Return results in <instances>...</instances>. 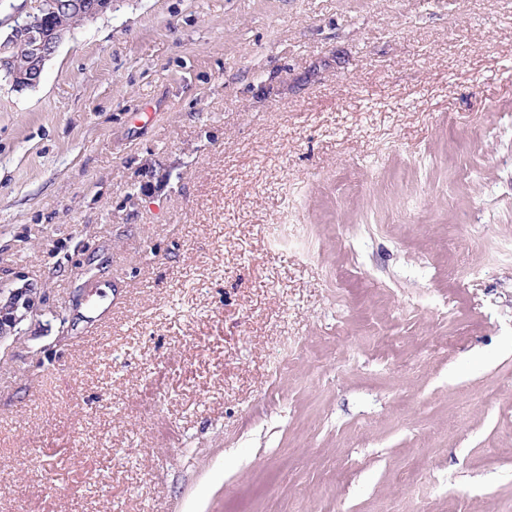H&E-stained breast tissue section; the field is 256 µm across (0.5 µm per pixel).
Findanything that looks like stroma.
<instances>
[{
	"label": "stroma",
	"mask_w": 512,
	"mask_h": 512,
	"mask_svg": "<svg viewBox=\"0 0 512 512\" xmlns=\"http://www.w3.org/2000/svg\"><path fill=\"white\" fill-rule=\"evenodd\" d=\"M510 243L512 0H112L0 84V512H512ZM33 290L24 288L13 293L6 303L0 302V341L14 329L27 313L34 310ZM21 309L24 312H21Z\"/></svg>",
	"instance_id": "1"
}]
</instances>
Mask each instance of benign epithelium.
I'll use <instances>...</instances> for the list:
<instances>
[{"mask_svg":"<svg viewBox=\"0 0 512 512\" xmlns=\"http://www.w3.org/2000/svg\"><path fill=\"white\" fill-rule=\"evenodd\" d=\"M111 0H38L35 11L13 17L9 30L0 35V78L15 89L33 87L41 79L45 63L63 39L71 33L61 21V13L72 11L84 20L105 12ZM29 60L28 66L15 67L17 56ZM33 290L24 288L0 303V341L26 314L34 310Z\"/></svg>","mask_w":512,"mask_h":512,"instance_id":"benign-epithelium-1","label":"benign epithelium"}]
</instances>
